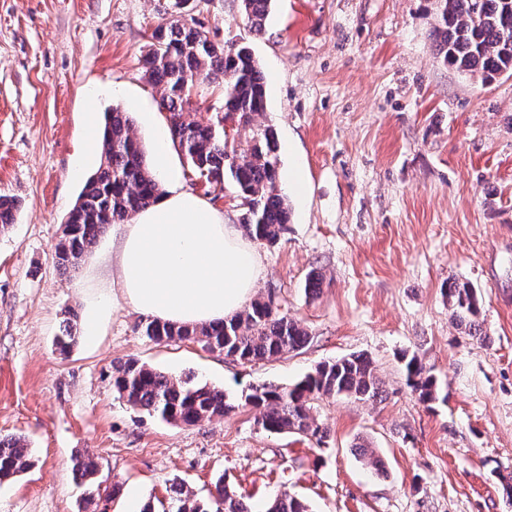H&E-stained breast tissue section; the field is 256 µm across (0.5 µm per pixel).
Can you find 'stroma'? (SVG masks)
<instances>
[{
  "label": "stroma",
  "instance_id": "35a3bbf8",
  "mask_svg": "<svg viewBox=\"0 0 512 512\" xmlns=\"http://www.w3.org/2000/svg\"><path fill=\"white\" fill-rule=\"evenodd\" d=\"M173 3L0 0V194L20 205L0 234V435L26 438L36 456L0 484V512H82L71 471L81 448L98 457L99 480L123 485L108 512L164 497L176 480L205 499L220 477L253 512L282 490L312 512H512L499 484L512 473V76L484 84L445 63L430 38L433 0H273L257 35L238 0L186 5L213 42L248 35L267 77L264 121L291 219L276 245L255 246V294H275L307 328L304 348L240 363L142 336L112 278L117 225L79 268L57 267L63 222L101 163L91 116L121 107L149 152L143 113L168 122L142 56ZM453 279L480 295L488 344L454 325ZM100 295L115 301L97 348L60 355L67 311L83 333ZM355 352L373 360L385 396L318 401L324 445L257 424L251 387L294 384ZM406 355L436 376L432 405L408 387ZM128 358L222 388L234 409L189 427L134 409L112 390V365ZM361 440L384 474L354 456Z\"/></svg>",
  "mask_w": 512,
  "mask_h": 512
}]
</instances>
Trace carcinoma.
<instances>
[{
    "instance_id": "obj_1",
    "label": "carcinoma",
    "mask_w": 512,
    "mask_h": 512,
    "mask_svg": "<svg viewBox=\"0 0 512 512\" xmlns=\"http://www.w3.org/2000/svg\"><path fill=\"white\" fill-rule=\"evenodd\" d=\"M271 2L240 0L248 33L262 30ZM434 11L431 37L444 62L478 76L483 83L503 72L512 73V5L508 0H434ZM142 64L145 78L157 89L161 105L169 113L173 143L191 171L207 180L211 193L219 185L231 184L242 206L240 224L245 235L267 245L275 244L289 223V209L278 190L276 134L261 120L266 112L265 78L250 48L242 43L215 44L184 18L174 16L155 28ZM205 85L219 90L224 112L249 128V141L237 152L228 153L219 121L204 124L191 108L192 96ZM100 149L103 163L69 212L67 223L71 229L56 246V263L63 270L78 267L88 249L112 225L128 222L163 194L127 113L118 108L106 113ZM15 208L13 199L0 195V233L13 224ZM446 295L458 329L481 344L489 341L479 322L476 289L450 281ZM137 328L155 342H197L207 351L233 356L240 362L269 360L300 350L310 340L300 323L261 298L233 317L213 324L190 327L154 318L139 323ZM76 342L68 319L56 346L60 353L67 354ZM404 362L407 384L418 400L427 405L435 402L438 385L431 371L414 356L404 358ZM112 387L131 406L174 425L194 426L203 420L222 418L233 409L223 390L177 378L134 358L112 365ZM336 396L376 402L383 399V383L368 356L352 353L320 364L290 386H255L245 401L259 411L257 423L264 431L302 434L320 446L327 431L313 415L314 403ZM355 452L367 468L377 474L384 472V463L369 442L356 444ZM32 467L31 451L23 439L0 436V483ZM98 473L94 455L75 454L72 474L86 485L84 509L91 512H97L100 500H115L121 490L118 482L102 487ZM167 495L172 512H252L251 505L225 485L222 476L215 483V494L207 501L199 500L181 482L172 483ZM265 512H310V507L283 490Z\"/></svg>"
}]
</instances>
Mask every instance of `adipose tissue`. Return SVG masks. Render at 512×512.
Here are the masks:
<instances>
[{
	"mask_svg": "<svg viewBox=\"0 0 512 512\" xmlns=\"http://www.w3.org/2000/svg\"><path fill=\"white\" fill-rule=\"evenodd\" d=\"M155 154L165 193L119 236L114 267L122 298L139 313L180 325L230 318L257 287L261 259L206 198L183 189L164 134L156 136Z\"/></svg>",
	"mask_w": 512,
	"mask_h": 512,
	"instance_id": "ef3b65f1",
	"label": "adipose tissue"
}]
</instances>
